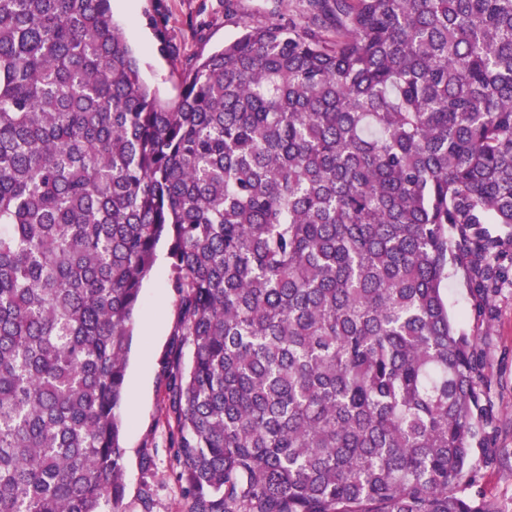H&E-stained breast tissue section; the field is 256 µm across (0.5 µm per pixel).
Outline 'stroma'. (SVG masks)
Wrapping results in <instances>:
<instances>
[{"mask_svg":"<svg viewBox=\"0 0 512 512\" xmlns=\"http://www.w3.org/2000/svg\"><path fill=\"white\" fill-rule=\"evenodd\" d=\"M307 0H112V18L140 61L141 77L162 98L176 99L180 73L195 56L208 55L234 40L248 24L307 25ZM167 241H160L155 265L143 282L128 352L121 405L125 455L124 494L117 512H141L143 492L152 494V512H178L172 429L165 416L166 381L161 362L179 328L180 300L170 286ZM449 313L483 352L484 399L489 413L483 431L492 454L475 451L476 481L471 494L495 512H512V284L477 312L463 273L448 281Z\"/></svg>","mask_w":512,"mask_h":512,"instance_id":"obj_1","label":"stroma"}]
</instances>
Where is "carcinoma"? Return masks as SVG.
<instances>
[{"label": "carcinoma", "mask_w": 512, "mask_h": 512, "mask_svg": "<svg viewBox=\"0 0 512 512\" xmlns=\"http://www.w3.org/2000/svg\"><path fill=\"white\" fill-rule=\"evenodd\" d=\"M309 7L166 102L111 0H0V512H115L164 236L183 512H495L444 290L482 304L512 261V0Z\"/></svg>", "instance_id": "cac0c4a2"}]
</instances>
